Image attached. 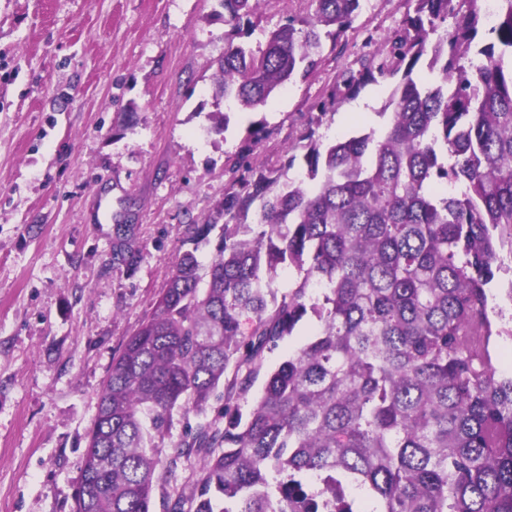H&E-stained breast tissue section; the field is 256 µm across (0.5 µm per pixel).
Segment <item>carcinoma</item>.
Here are the masks:
<instances>
[{
  "label": "carcinoma",
  "instance_id": "1",
  "mask_svg": "<svg viewBox=\"0 0 512 512\" xmlns=\"http://www.w3.org/2000/svg\"><path fill=\"white\" fill-rule=\"evenodd\" d=\"M221 2V93L240 111L309 76L323 39L362 9L311 0V20L288 18L253 50L240 38L263 0ZM479 2L416 0L378 65L335 79L322 117L401 75L381 131L309 130L299 181L257 168L248 150L234 158L239 177L216 214L186 228L194 242L222 224L217 256L202 272L183 252L112 358L74 512H151L174 413L204 410L221 385L224 427L200 423L172 444L170 471L203 458L195 512H215L220 495L236 504L220 512H355L349 484L370 492L369 512H512V377L489 350L502 334L490 315L503 317L490 284L504 246L512 255V0H500L486 44ZM285 268L300 282L280 295ZM308 315L313 337L242 412L265 352Z\"/></svg>",
  "mask_w": 512,
  "mask_h": 512
}]
</instances>
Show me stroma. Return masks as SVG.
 <instances>
[{"mask_svg": "<svg viewBox=\"0 0 512 512\" xmlns=\"http://www.w3.org/2000/svg\"><path fill=\"white\" fill-rule=\"evenodd\" d=\"M415 0H368L339 41L324 40L315 71L258 112L223 108L219 0H0V512H73L86 435L112 358L147 320L172 264L195 250L209 265L218 233L191 244L188 221L224 200L243 148L279 170L313 122L330 139L386 125L396 85L365 86L336 112L318 102L346 68H359L400 30ZM309 0H265L250 47L287 17L310 19ZM265 120L250 143L247 128ZM132 226L134 267L114 263L117 221ZM512 262L492 284L503 316L492 362L512 376ZM163 475L165 497H192L202 464Z\"/></svg>", "mask_w": 512, "mask_h": 512, "instance_id": "stroma-1", "label": "stroma"}]
</instances>
